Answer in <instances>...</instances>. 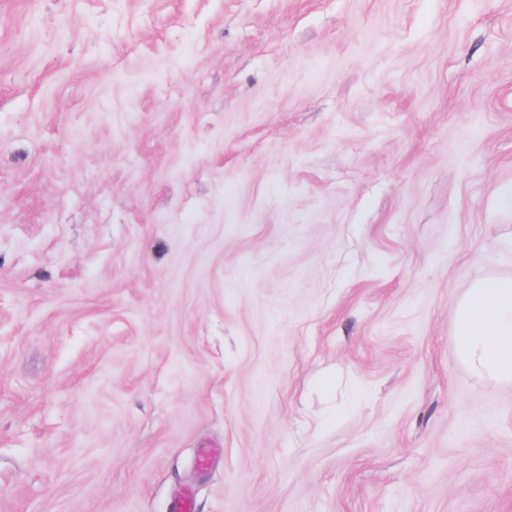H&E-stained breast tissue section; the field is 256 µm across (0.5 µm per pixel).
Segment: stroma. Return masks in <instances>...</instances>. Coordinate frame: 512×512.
<instances>
[{"instance_id": "obj_1", "label": "stroma", "mask_w": 512, "mask_h": 512, "mask_svg": "<svg viewBox=\"0 0 512 512\" xmlns=\"http://www.w3.org/2000/svg\"><path fill=\"white\" fill-rule=\"evenodd\" d=\"M512 0H0V512H512ZM456 350L474 374L512 385V275L475 280L454 309Z\"/></svg>"}]
</instances>
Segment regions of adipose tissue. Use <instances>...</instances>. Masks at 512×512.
I'll use <instances>...</instances> for the list:
<instances>
[{
  "label": "adipose tissue",
  "instance_id": "adipose-tissue-1",
  "mask_svg": "<svg viewBox=\"0 0 512 512\" xmlns=\"http://www.w3.org/2000/svg\"><path fill=\"white\" fill-rule=\"evenodd\" d=\"M456 350L474 374L512 385V275L475 280L454 309Z\"/></svg>",
  "mask_w": 512,
  "mask_h": 512
}]
</instances>
